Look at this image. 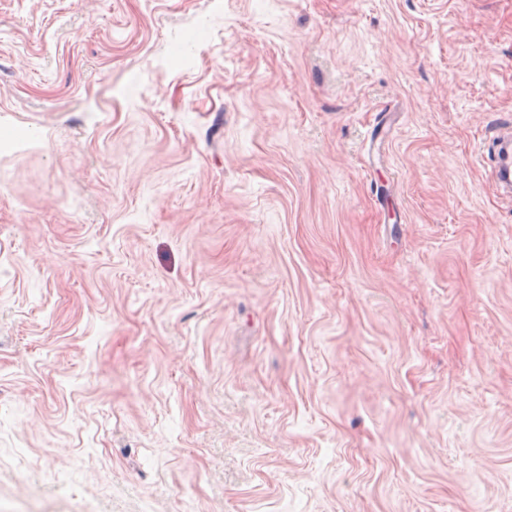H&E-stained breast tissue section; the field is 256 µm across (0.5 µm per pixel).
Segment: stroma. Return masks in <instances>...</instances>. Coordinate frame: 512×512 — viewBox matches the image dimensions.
I'll return each mask as SVG.
<instances>
[{"mask_svg":"<svg viewBox=\"0 0 512 512\" xmlns=\"http://www.w3.org/2000/svg\"><path fill=\"white\" fill-rule=\"evenodd\" d=\"M512 0H0V501L512 512ZM511 140V126L509 125L507 133L498 137L488 149L495 174L499 176L500 180L508 172H511Z\"/></svg>","mask_w":512,"mask_h":512,"instance_id":"35a3bbf8","label":"stroma"}]
</instances>
